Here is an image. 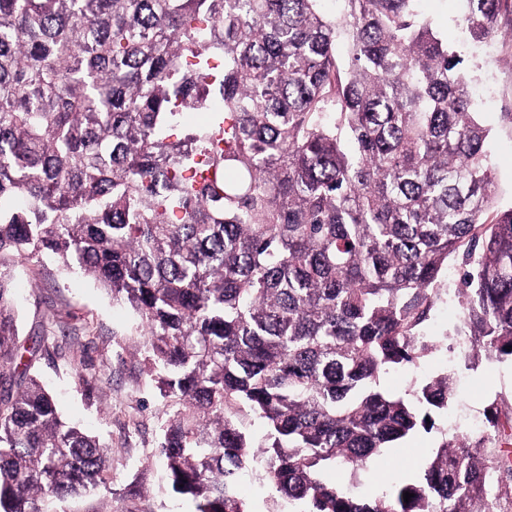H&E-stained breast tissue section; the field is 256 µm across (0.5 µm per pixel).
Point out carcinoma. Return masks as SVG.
<instances>
[{"label": "carcinoma", "mask_w": 512, "mask_h": 512, "mask_svg": "<svg viewBox=\"0 0 512 512\" xmlns=\"http://www.w3.org/2000/svg\"><path fill=\"white\" fill-rule=\"evenodd\" d=\"M0 0V512L109 485L103 444L29 370L13 291L48 257L139 320L137 353L172 413L158 453L194 512H250L264 468L288 512H500L484 439L365 500L356 477L454 399L444 372L379 387L439 342L512 359V207L464 60L422 0ZM458 20L491 37L505 0ZM208 112L206 127L184 115ZM263 421L255 438L247 419ZM414 497L406 501L403 493ZM465 267L462 265L461 256L452 257L448 260V274H445V288H448L450 293L446 302L439 303L431 313V318L428 322L426 330L427 335L441 336L444 333H452L453 329L458 324L459 304L454 296V289L458 288L460 276ZM237 491L245 501L251 504L253 511L266 512L268 510L272 489L262 469L254 470L244 483L239 484Z\"/></svg>", "instance_id": "carcinoma-1"}]
</instances>
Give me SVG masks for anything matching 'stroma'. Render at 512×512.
I'll return each mask as SVG.
<instances>
[{"instance_id": "35a3bbf8", "label": "stroma", "mask_w": 512, "mask_h": 512, "mask_svg": "<svg viewBox=\"0 0 512 512\" xmlns=\"http://www.w3.org/2000/svg\"><path fill=\"white\" fill-rule=\"evenodd\" d=\"M435 27L465 57L474 72V89L482 104V119L494 131L489 150L497 166L496 194L512 205V8L498 18V33L488 42L472 45L456 24L464 0H425ZM20 310V341L33 348L32 370L54 391L62 415L98 435L109 451L112 507L119 512L132 485L145 487L141 504L146 512H192L191 502L174 493L165 463L158 454L159 425L167 406L142 372V359L133 348L140 337L138 321L112 303L91 280L65 275L48 258L19 261L16 272ZM51 331L55 349L39 350L43 331ZM456 373V398L448 409L434 412L431 429H419L402 441L400 452L386 462L336 479L354 493L370 498L388 490L393 480H416L421 452L438 447L444 435L463 433L458 420L477 418L487 435L491 459L512 458V361L480 358L467 365L459 351L437 350L419 369L384 375L381 386L396 396L418 382L441 373ZM501 426H486L488 410Z\"/></svg>"}]
</instances>
